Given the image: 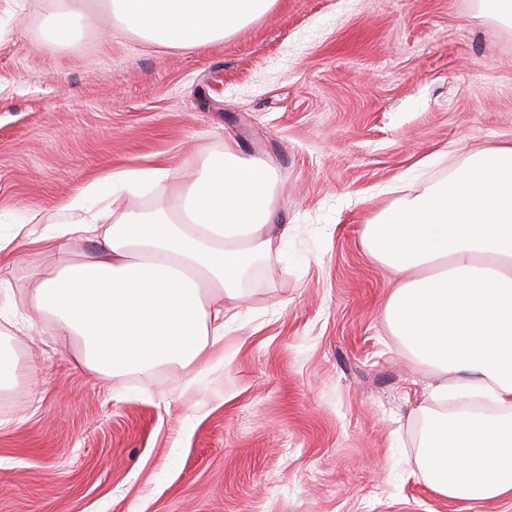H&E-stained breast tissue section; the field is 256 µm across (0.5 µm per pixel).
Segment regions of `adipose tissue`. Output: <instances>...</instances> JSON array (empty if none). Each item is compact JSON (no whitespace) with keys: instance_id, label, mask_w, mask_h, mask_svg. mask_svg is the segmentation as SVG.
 <instances>
[{"instance_id":"1","label":"adipose tissue","mask_w":512,"mask_h":512,"mask_svg":"<svg viewBox=\"0 0 512 512\" xmlns=\"http://www.w3.org/2000/svg\"><path fill=\"white\" fill-rule=\"evenodd\" d=\"M276 0H107L115 19L168 48L206 45L268 14ZM165 167L111 174L113 201L152 185L169 209L121 213L103 225L88 184L67 208L78 220L30 244L60 250L91 237L98 248L55 274L33 276L25 309L50 316L60 339L81 344V360L107 376L207 360L234 320L229 308L255 258L288 239L278 221L270 165L225 145L177 193ZM363 244L399 274L385 318L411 354L452 375L433 397H477L484 413L425 415L415 463L437 495L512 497V144L471 153L447 180L403 196L367 224Z\"/></svg>"}]
</instances>
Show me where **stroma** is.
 <instances>
[{
	"label": "stroma",
	"mask_w": 512,
	"mask_h": 512,
	"mask_svg": "<svg viewBox=\"0 0 512 512\" xmlns=\"http://www.w3.org/2000/svg\"><path fill=\"white\" fill-rule=\"evenodd\" d=\"M70 0H0V306L66 253L27 244L70 222L94 178L162 160L180 188L237 143L277 177L292 236L242 284L211 359L103 377L48 317L6 342L0 512H512L414 475L435 369L386 324L393 275L366 224L512 143V29L477 0H277L206 46L120 22L47 38ZM0 390H11L16 385L17 362L12 352L5 348L2 336H11L8 330H0Z\"/></svg>",
	"instance_id": "35a3bbf8"
}]
</instances>
